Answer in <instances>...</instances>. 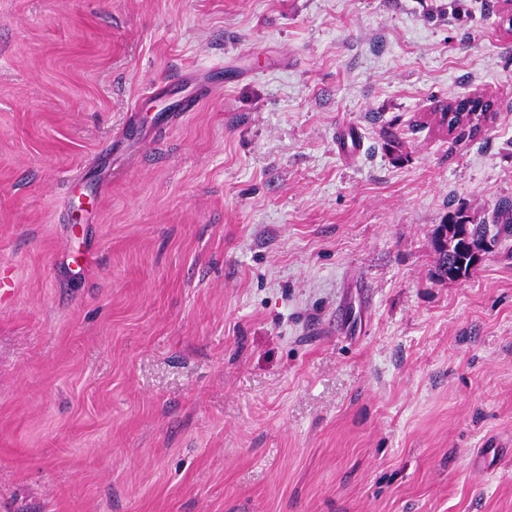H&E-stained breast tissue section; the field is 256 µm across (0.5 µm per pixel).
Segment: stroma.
Wrapping results in <instances>:
<instances>
[{"mask_svg":"<svg viewBox=\"0 0 512 512\" xmlns=\"http://www.w3.org/2000/svg\"><path fill=\"white\" fill-rule=\"evenodd\" d=\"M501 204L512 0H0V512H512ZM450 105H446L441 112H434V119L439 125L448 127V134H455L456 139L474 138L480 132L478 124H470V122L462 123L458 117L448 118V109ZM494 218L497 224H491V229H489L488 224H474L473 219L463 209H459L449 214L442 224H437L432 236V247L435 256H437L434 271L431 273L434 280L447 282L469 278L476 268L473 266L471 251L474 254V263L479 265L486 253L491 252L495 247L489 236L484 241L477 243V241L484 239L489 230L493 232L492 237L494 238H509L512 236V206L505 205L501 209H497ZM448 224H456V226L451 227L449 237L457 232L455 237V240H457L464 236L463 229L469 228V236L477 244L471 245L470 250L469 244L459 240L453 243L451 253H448V249H438L435 246L436 239L443 236L445 231H447L448 238ZM467 224H469V227Z\"/></svg>","mask_w":512,"mask_h":512,"instance_id":"obj_1","label":"stroma"}]
</instances>
